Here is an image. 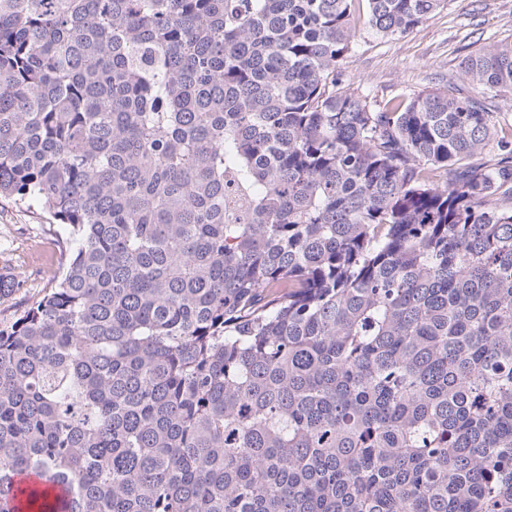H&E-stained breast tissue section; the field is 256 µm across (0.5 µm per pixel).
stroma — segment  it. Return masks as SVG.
Masks as SVG:
<instances>
[{"label":"stroma","mask_w":512,"mask_h":512,"mask_svg":"<svg viewBox=\"0 0 512 512\" xmlns=\"http://www.w3.org/2000/svg\"><path fill=\"white\" fill-rule=\"evenodd\" d=\"M512 35V0H445L443 6L401 37H357L343 61L355 88L390 98L427 90L462 88L460 64L483 45ZM47 213L0 199V251L8 253L23 283L0 301V323L14 321L62 272L73 245Z\"/></svg>","instance_id":"1"}]
</instances>
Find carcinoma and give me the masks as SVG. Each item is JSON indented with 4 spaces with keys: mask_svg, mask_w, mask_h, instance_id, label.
<instances>
[{
    "mask_svg": "<svg viewBox=\"0 0 512 512\" xmlns=\"http://www.w3.org/2000/svg\"><path fill=\"white\" fill-rule=\"evenodd\" d=\"M443 2L0 0V199L75 244L0 325V512H512V127L342 71Z\"/></svg>",
    "mask_w": 512,
    "mask_h": 512,
    "instance_id": "cac0c4a2",
    "label": "carcinoma"
}]
</instances>
